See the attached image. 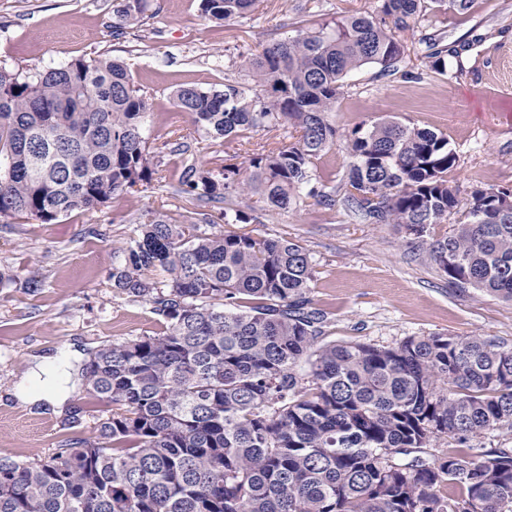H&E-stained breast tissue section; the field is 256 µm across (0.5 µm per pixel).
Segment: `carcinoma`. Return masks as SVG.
Wrapping results in <instances>:
<instances>
[{
	"label": "carcinoma",
	"instance_id": "cac0c4a2",
	"mask_svg": "<svg viewBox=\"0 0 512 512\" xmlns=\"http://www.w3.org/2000/svg\"><path fill=\"white\" fill-rule=\"evenodd\" d=\"M200 2L220 21L256 6ZM472 3L381 0L379 17L352 15L250 55L247 88L174 87L176 110L214 140L283 122L300 132L220 177L191 165L183 193L218 203L231 190L273 211L299 203L336 140L329 114L347 74L396 67L404 48L395 32L427 10L464 13ZM150 7L121 0L112 33ZM457 56L436 48L430 67L444 74ZM151 108L119 60L77 59L26 77L0 67V219L50 224L150 181ZM347 149V210L429 236L448 284L512 301L511 189L461 203L448 140L392 119L353 129ZM140 224L112 287L150 305L164 330L91 353L90 393L112 403L98 429L105 444L79 441L28 462L0 456V512H512V448L418 456L444 436L464 444L512 428L511 348L480 335L321 345L325 316L308 309L315 270L303 247L198 233L193 219L159 210ZM157 268L168 275L161 286L148 277Z\"/></svg>",
	"mask_w": 512,
	"mask_h": 512
}]
</instances>
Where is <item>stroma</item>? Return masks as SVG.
Returning a JSON list of instances; mask_svg holds the SVG:
<instances>
[{"label": "stroma", "instance_id": "obj_1", "mask_svg": "<svg viewBox=\"0 0 512 512\" xmlns=\"http://www.w3.org/2000/svg\"><path fill=\"white\" fill-rule=\"evenodd\" d=\"M119 0H0V66L25 75L75 59L125 61L135 85L153 102L144 135L156 173L103 205L58 221L0 220V455L41 459L75 440L96 441L111 404L86 390L90 353L115 340L162 331L149 305L114 290L112 269L137 237L150 210H191L183 192L189 164L218 170L242 165L254 149L285 147L288 124L224 140L197 132L169 94L182 83L223 89L247 85V56L277 40L314 31L355 14H378L380 0H259L246 16L216 21L200 0H152L141 26L112 33ZM405 53L396 70L369 64L345 79L331 115L334 144L315 160L311 185L340 186L352 158V129L380 119L443 133L458 156L452 184L460 200L480 189H512V123L492 117L512 108V0H474L463 15L421 14L400 32ZM462 47L447 74L434 72L431 39ZM248 214L238 230L302 246L315 266L311 306L324 313L322 342L359 341L392 347L410 336L481 335L512 348V302L450 287L422 239L401 224H371L343 205L307 196L285 211L226 193L209 203L206 232L225 229L224 215ZM70 365L65 386L47 387L39 401L19 387L46 358ZM63 400L55 409L54 400Z\"/></svg>", "mask_w": 512, "mask_h": 512}]
</instances>
